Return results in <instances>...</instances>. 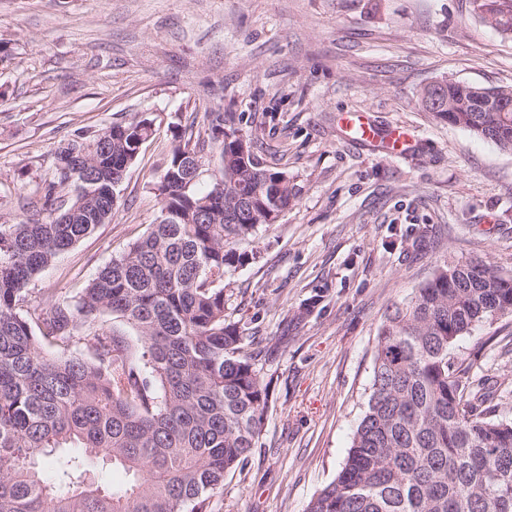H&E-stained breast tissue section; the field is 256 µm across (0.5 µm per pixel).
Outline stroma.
Returning <instances> with one entry per match:
<instances>
[{
  "mask_svg": "<svg viewBox=\"0 0 512 512\" xmlns=\"http://www.w3.org/2000/svg\"><path fill=\"white\" fill-rule=\"evenodd\" d=\"M512 84V40L470 0H0V224L48 182L59 141L150 119L154 134L110 222L32 282V303L78 300L160 215L152 189L174 128L231 112L297 198L243 241L224 279L274 402L214 512H305L340 469L372 382L375 336L443 261L512 275V152L435 120V80ZM368 113L362 139L345 115ZM394 128L411 142L386 139ZM312 313L300 325L303 307ZM512 316L454 346L512 386Z\"/></svg>",
  "mask_w": 512,
  "mask_h": 512,
  "instance_id": "1",
  "label": "stroma"
}]
</instances>
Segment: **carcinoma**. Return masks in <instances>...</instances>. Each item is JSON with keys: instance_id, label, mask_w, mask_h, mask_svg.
<instances>
[{"instance_id": "1", "label": "carcinoma", "mask_w": 512, "mask_h": 512, "mask_svg": "<svg viewBox=\"0 0 512 512\" xmlns=\"http://www.w3.org/2000/svg\"><path fill=\"white\" fill-rule=\"evenodd\" d=\"M481 23L512 38V0H471ZM512 85L436 80L416 103L434 118L512 151ZM201 137L174 133L167 201L143 237L71 303L31 306L30 285L112 217L147 120L64 141L35 214L0 224V512H212L227 476L257 447L272 391L228 319L236 245L296 199L293 181L239 143L234 117L205 113ZM221 165L199 193L205 138ZM100 313L128 324L134 346L99 334ZM512 315V276L483 260L445 261L379 326L371 393L347 457L306 512H512V407L472 359L452 354L473 327ZM93 337V359L50 352ZM112 463L123 491L93 482ZM54 466L56 482L42 477Z\"/></svg>"}]
</instances>
